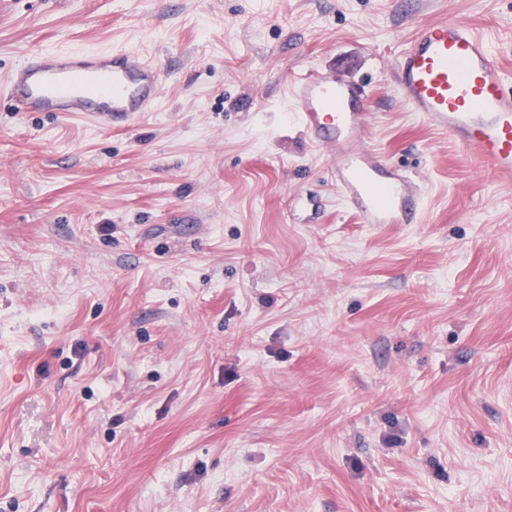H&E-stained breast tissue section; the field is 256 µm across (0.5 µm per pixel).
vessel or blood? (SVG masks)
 <instances>
[{"mask_svg":"<svg viewBox=\"0 0 512 512\" xmlns=\"http://www.w3.org/2000/svg\"><path fill=\"white\" fill-rule=\"evenodd\" d=\"M393 79L411 111L480 160L493 181L512 188V88L484 37L456 19L421 26L397 56ZM161 83L157 66L130 49L32 51L0 91L18 112H76L112 127L152 111ZM291 90L295 120L311 144L336 158L345 203L367 224L414 223L425 190L364 144V85L311 68Z\"/></svg>","mask_w":512,"mask_h":512,"instance_id":"1","label":"vessel or blood"}]
</instances>
